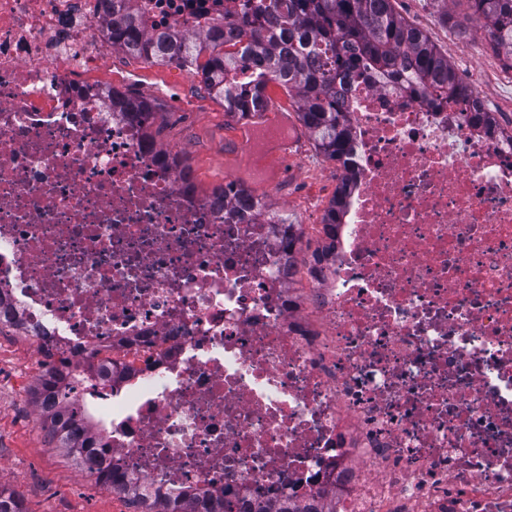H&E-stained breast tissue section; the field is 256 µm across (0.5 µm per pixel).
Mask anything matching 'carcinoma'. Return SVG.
<instances>
[{
	"instance_id": "1",
	"label": "carcinoma",
	"mask_w": 512,
	"mask_h": 512,
	"mask_svg": "<svg viewBox=\"0 0 512 512\" xmlns=\"http://www.w3.org/2000/svg\"><path fill=\"white\" fill-rule=\"evenodd\" d=\"M469 21L491 36V47L512 64V0H467ZM143 19L126 13L112 30L123 52L150 63L197 66L209 93L224 103V112L244 119L264 107L268 85L275 83L299 99V118L315 142L317 151L330 161L346 166L349 136L344 102L338 85L345 71L396 73L410 88L435 106L477 97L475 89L458 73L428 33L398 14L392 0H269L254 20L246 21L238 37L247 40L253 68L240 81L230 74L238 67V51L217 28L202 38L143 40ZM204 63H198L201 55ZM112 108L137 119H156L157 104L125 93H112ZM352 182L343 179L325 210L323 223H336L347 205ZM76 406L67 404L66 417L48 413L42 420L47 435L70 453L80 468H87V452L75 446L68 421L75 420ZM112 492L125 494L144 512L136 492L112 476V469L89 470ZM0 512H28L18 496L0 490ZM150 512H234L219 499L200 506L189 495L160 501Z\"/></svg>"
}]
</instances>
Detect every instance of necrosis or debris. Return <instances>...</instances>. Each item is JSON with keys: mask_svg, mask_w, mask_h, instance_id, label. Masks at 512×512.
<instances>
[{"mask_svg": "<svg viewBox=\"0 0 512 512\" xmlns=\"http://www.w3.org/2000/svg\"><path fill=\"white\" fill-rule=\"evenodd\" d=\"M265 0H132L145 37ZM105 0H0V327L148 502L512 512V121L344 79L340 223L191 171L90 82ZM322 248L309 249L311 238Z\"/></svg>", "mask_w": 512, "mask_h": 512, "instance_id": "necrosis-or-debris-1", "label": "necrosis or debris"}]
</instances>
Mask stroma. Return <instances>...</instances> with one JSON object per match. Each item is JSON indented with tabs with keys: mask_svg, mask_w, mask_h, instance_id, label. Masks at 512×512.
<instances>
[{
	"mask_svg": "<svg viewBox=\"0 0 512 512\" xmlns=\"http://www.w3.org/2000/svg\"><path fill=\"white\" fill-rule=\"evenodd\" d=\"M394 7L423 29L441 14L456 21L467 14L464 0H394ZM435 42L480 93L487 108L495 109L499 103L496 85L476 74L480 61L493 55L486 32L472 23L460 37L444 26ZM100 79L120 92L159 100L161 112L149 129L151 137L193 170L200 194L223 185L224 140L244 123L225 115L223 104L204 88L195 69L153 65L119 53L113 55L110 70L101 73ZM292 157L288 184L278 183L264 192L269 207L289 204L301 211L313 197L321 212L336 190L331 177L335 162L319 154L309 137L293 148ZM320 212L314 222H321ZM0 489L21 497L29 512H134L129 500L97 483L57 448L36 426L30 401L6 387L0 388Z\"/></svg>",
	"mask_w": 512,
	"mask_h": 512,
	"instance_id": "35a3bbf8",
	"label": "stroma"
}]
</instances>
